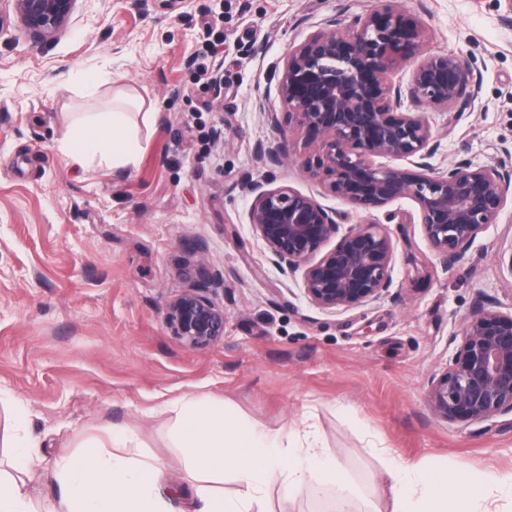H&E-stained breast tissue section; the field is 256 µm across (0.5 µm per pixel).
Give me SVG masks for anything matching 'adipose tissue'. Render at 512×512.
<instances>
[{
    "label": "adipose tissue",
    "mask_w": 512,
    "mask_h": 512,
    "mask_svg": "<svg viewBox=\"0 0 512 512\" xmlns=\"http://www.w3.org/2000/svg\"><path fill=\"white\" fill-rule=\"evenodd\" d=\"M133 102L119 94L111 111L76 122L64 149L82 165L136 166L140 145L128 118ZM176 440L186 451L187 469L204 476L228 474L239 486L232 498L206 490L200 512H266L267 476L273 470L291 493L309 480L334 485L343 496L350 491L339 460L308 431L290 437L229 425L221 416L203 413L197 399L186 398L178 405ZM108 441L115 455L94 449L61 459L56 476L67 493L52 512H173L159 464L141 458L133 437L123 431H112ZM382 478L391 512H499L494 497H512V474L459 475L438 463L404 466L390 457Z\"/></svg>",
    "instance_id": "ef3b65f1"
}]
</instances>
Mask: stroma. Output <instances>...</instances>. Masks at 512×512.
<instances>
[{
    "instance_id": "stroma-1",
    "label": "stroma",
    "mask_w": 512,
    "mask_h": 512,
    "mask_svg": "<svg viewBox=\"0 0 512 512\" xmlns=\"http://www.w3.org/2000/svg\"><path fill=\"white\" fill-rule=\"evenodd\" d=\"M382 0H79L50 45L17 28L0 34V461L18 423L42 462L25 474L32 512L63 488L57 460L127 430L190 490L173 409L185 397L232 424L281 433L310 429L344 466L350 512H387L377 441L403 464L437 460L449 472L512 473V418L485 432L435 417L432 375L448 360L479 297L512 310V216L480 233L449 269L420 225L393 224L394 286L368 306L328 314L269 262L248 222V180L266 170L265 142L285 155L276 182L324 194L302 167L296 127L271 128V72L289 43ZM435 53L481 73L464 111L428 110L441 147L434 166L494 163L512 150V11L506 0H400ZM137 96L142 146L133 168L84 167L63 153L67 129L104 112L114 91ZM348 213L349 223L361 220ZM204 250H197V243ZM222 273L224 337L185 347L165 325L167 304L192 287L183 264ZM270 512H334L332 486L287 495L267 484Z\"/></svg>"
}]
</instances>
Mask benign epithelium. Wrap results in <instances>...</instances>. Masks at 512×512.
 Segmentation results:
<instances>
[{
	"label": "benign epithelium",
	"instance_id": "benign-epithelium-1",
	"mask_svg": "<svg viewBox=\"0 0 512 512\" xmlns=\"http://www.w3.org/2000/svg\"><path fill=\"white\" fill-rule=\"evenodd\" d=\"M79 0H0V34L17 23L37 43H52ZM425 28L389 5L333 20L288 46L275 67L277 93L304 133V168L325 191L370 213L407 198L415 212H387L389 221L418 224L440 264L448 268L512 203V153L493 165L467 159L440 169L430 159L440 136L418 111L464 109L480 76L456 54L429 50ZM268 169L282 165L279 148L257 144ZM385 158L407 162L389 165ZM266 175L249 181V223L270 261L288 277L301 276L315 308L338 313L382 299L393 285L395 244L381 224L341 230L344 215L311 195L273 186ZM198 284L168 304L166 325L184 346L205 349L224 338V309L214 295L224 280L204 267H185ZM448 363L430 380L433 414L449 423L481 425L512 415V311L481 298L452 337Z\"/></svg>",
	"mask_w": 512,
	"mask_h": 512
}]
</instances>
